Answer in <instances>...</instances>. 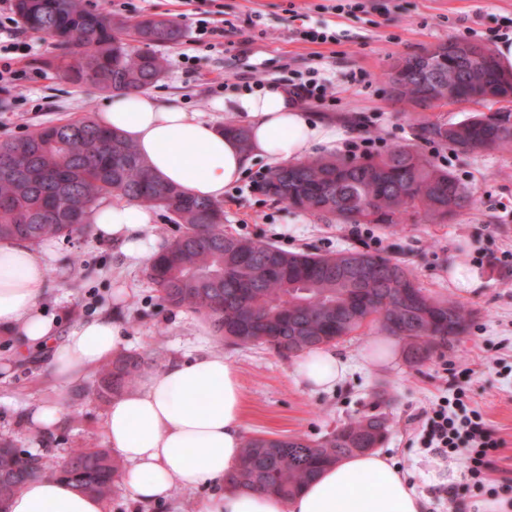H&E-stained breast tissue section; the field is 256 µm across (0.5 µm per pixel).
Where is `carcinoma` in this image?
<instances>
[{"label": "carcinoma", "instance_id": "cac0c4a2", "mask_svg": "<svg viewBox=\"0 0 512 512\" xmlns=\"http://www.w3.org/2000/svg\"><path fill=\"white\" fill-rule=\"evenodd\" d=\"M27 30L44 33L66 50L49 62L65 80L103 94L144 91L165 70L150 47L183 36L168 18L144 17L133 26L85 0H14ZM132 30L148 49L133 50L123 38ZM482 59L448 52L425 82L394 88L400 101L423 105L425 83L451 84L459 101L512 99V72L501 70L493 52L472 44ZM418 136L465 155L512 149V112H476L444 124L418 113ZM12 156L19 176H0V241L70 240L89 224L94 204L116 193L162 210L181 233L149 267L161 302L208 317L218 336L242 347L260 346L283 357L335 344L377 323L400 339L407 357L421 364L450 337L466 332L469 313L460 304L428 294L397 260L364 249L334 253L283 250L224 232V210L154 177L132 144L91 120L41 127L0 140V157ZM262 191L289 206L330 215L344 224L397 227L418 214L440 223L474 202L472 191L412 146L346 159L320 157L267 170ZM146 354H126L102 369L96 395L108 399L131 389L148 365ZM388 433L383 413H366L329 435L251 436L230 478L234 487L294 496L323 468L341 458L379 447ZM121 466L104 448H76L56 469L13 444L0 442V507L27 483L64 478L76 488L108 497Z\"/></svg>", "mask_w": 512, "mask_h": 512}]
</instances>
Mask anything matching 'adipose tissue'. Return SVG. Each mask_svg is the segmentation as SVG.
Returning <instances> with one entry per match:
<instances>
[{
    "label": "adipose tissue",
    "mask_w": 512,
    "mask_h": 512,
    "mask_svg": "<svg viewBox=\"0 0 512 512\" xmlns=\"http://www.w3.org/2000/svg\"><path fill=\"white\" fill-rule=\"evenodd\" d=\"M223 109L239 117L249 134V151L200 113L140 92L113 97L96 122L134 145L155 177L211 201L222 200L255 161L294 165L352 136L349 126L312 119L275 82L231 97ZM90 219L99 234L123 241L128 257L152 262L156 241L144 233L151 220L144 207L127 200L102 202L94 205ZM53 256L48 240L38 247L0 242V328L13 332L21 349L49 348L58 380L68 382L118 353L124 331L111 317L100 316L78 322L63 342H54V326L38 305ZM345 371L342 358L328 348L302 353L295 361L296 376L312 389L335 386ZM103 439L122 463L129 497L141 504L172 497L180 488L212 485L216 492L201 512H426V500L379 451L342 458L289 499L229 487L244 445L242 393L234 365L218 350L171 360L138 388L114 397ZM1 507L5 512H105V501L49 478L28 483Z\"/></svg>",
    "instance_id": "adipose-tissue-1"
}]
</instances>
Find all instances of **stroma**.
I'll return each mask as SVG.
<instances>
[{
    "label": "stroma",
    "instance_id": "35a3bbf8",
    "mask_svg": "<svg viewBox=\"0 0 512 512\" xmlns=\"http://www.w3.org/2000/svg\"><path fill=\"white\" fill-rule=\"evenodd\" d=\"M337 0H87L135 23L147 15L174 19L184 36L158 47L166 61L162 78L150 95L189 112L221 122L234 121L231 112L214 108L218 98L234 95V86L251 78L282 83L293 73L318 68L336 91L335 101L320 112L346 119L359 135L380 136L388 146L418 145L421 152L448 170L474 192L476 203L445 224L421 218L405 227L382 224L372 230L380 240L376 253L408 266L429 293L461 304L470 314L468 328L448 347L433 353L423 365H411L405 350L385 362L365 360L362 353L379 325H368L336 344L350 371L336 387L314 390L293 374L291 362L261 348H241L206 334L207 318L163 304L147 277L146 265H136L119 241L97 238L94 232L72 240L54 239V259L39 302L55 321L57 338L67 336L81 320L107 315L126 332L123 352L147 351L159 365L195 355L206 348L223 351L235 366L242 389L246 436H307L321 438L342 423L371 411L384 395L389 433L381 450L391 455L411 486L436 503L442 480L463 484L465 464L451 458L432 459L420 442L423 415L447 395L452 381L468 390L470 404L480 410L494 435L501 439L489 470L499 500L512 502V490L502 487V470H512V268L499 264L512 251V149L472 156L417 137L414 107L397 101L384 79L399 56L448 41H471L495 48V36L512 23V0H371L367 11H336ZM222 11L224 36L212 48L196 43L199 20ZM329 26L334 43L316 45L299 39L306 27ZM37 79L21 85H0V139L29 134L37 128L68 120L93 118L108 100L88 85H74L46 67L61 50L49 38L34 34ZM226 87L215 90V82ZM256 163L247 178L227 191L224 228L237 236L271 243L286 250L331 253L357 247L349 225L289 207L262 193L254 176L266 173ZM462 263L479 280L476 288L456 287L450 273ZM97 372L63 385L56 379L47 351H20L13 337L0 331V440L42 455L50 464L71 449L102 446L107 401L93 394ZM62 402L68 414L44 430L29 419L34 402ZM208 488L181 490L174 500L144 506L116 486L106 500L107 512H198Z\"/></svg>",
    "mask_w": 512,
    "mask_h": 512
}]
</instances>
